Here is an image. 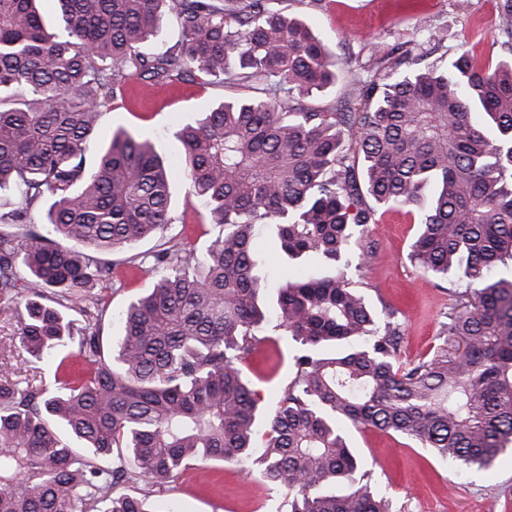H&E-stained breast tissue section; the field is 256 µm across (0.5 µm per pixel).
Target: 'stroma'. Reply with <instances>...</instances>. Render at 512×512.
I'll list each match as a JSON object with an SVG mask.
<instances>
[{
	"mask_svg": "<svg viewBox=\"0 0 512 512\" xmlns=\"http://www.w3.org/2000/svg\"><path fill=\"white\" fill-rule=\"evenodd\" d=\"M502 0H271L275 9L302 14L313 32L344 61L334 87L310 99L313 107H331L348 98L354 83L377 77L370 59L396 56L421 45L422 65L446 68L461 54L480 67H495L512 57V26L506 22ZM231 89L218 81L186 76L171 85L150 87L138 78L127 81L102 117V134L88 144L87 160H95L116 128L150 140L174 171L171 209L174 224L163 234L144 239L114 254L116 263L108 294L92 290L85 301L100 300L102 336L112 348L123 333L119 313L134 298L146 294L158 279L150 266L129 269L126 260L154 251L168 239L189 235L204 249L219 233L198 198L183 184L184 158L173 133L177 125L201 118ZM417 230V216L408 208L377 206L376 222L365 240L372 249L368 263L348 276L379 317L394 313L400 325V358L431 360L451 347L443 332L449 315L462 301L461 289L447 280H426L408 258ZM260 238L255 252L257 271L275 287L299 274L306 261L291 259ZM252 354L242 368L264 408H272L294 372L297 343L265 324ZM349 438L370 472V482L385 494L392 512H512V450L493 466L474 469L464 477L420 444L374 429H350ZM123 492L147 495L152 512L176 507L178 512H288V495L267 484L256 464L211 461L178 480L154 485L141 479L123 485Z\"/></svg>",
	"mask_w": 512,
	"mask_h": 512,
	"instance_id": "35a3bbf8",
	"label": "stroma"
}]
</instances>
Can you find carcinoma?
Segmentation results:
<instances>
[{
  "mask_svg": "<svg viewBox=\"0 0 512 512\" xmlns=\"http://www.w3.org/2000/svg\"><path fill=\"white\" fill-rule=\"evenodd\" d=\"M41 2L0 0V193L16 198L10 223L28 226L21 239L0 232V296L26 271V357L0 362V512H149L113 489L135 476L170 483L212 460L259 463L289 512H390L350 427L412 439L461 473L491 467L512 444V278L498 276L512 262V58L411 70L421 56L408 50L376 59L381 81L347 106L308 108L340 61L269 0H51L61 33ZM167 18L179 47L142 52ZM194 69L243 90L174 132L188 190L219 233L201 254L187 238L151 254L162 275L122 312L107 358L101 313L81 308L76 323L45 301L108 289L101 255L174 223L172 183L154 146L122 128L91 166L86 143L128 79L167 85ZM363 186L414 208L410 261L469 292L446 324L462 354L401 364L398 325L347 278L371 255ZM265 228L308 260L272 300L253 259ZM317 262L340 271L319 276ZM270 315L300 354L266 416L240 365ZM69 340L81 368L65 356L52 378L20 386L18 365Z\"/></svg>",
  "mask_w": 512,
  "mask_h": 512,
  "instance_id": "1",
  "label": "carcinoma"
}]
</instances>
